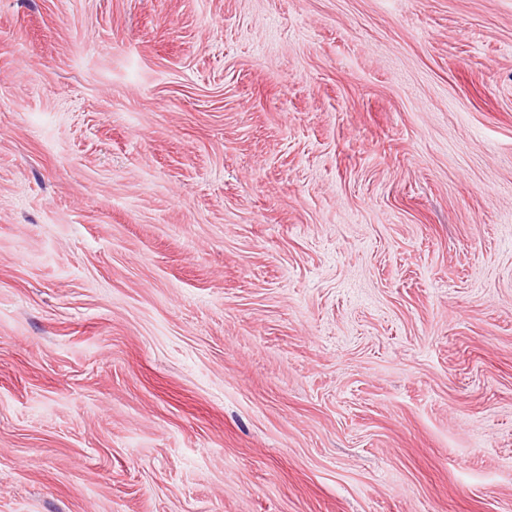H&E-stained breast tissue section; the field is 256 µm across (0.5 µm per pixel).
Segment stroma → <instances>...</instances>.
<instances>
[{"label": "stroma", "instance_id": "stroma-1", "mask_svg": "<svg viewBox=\"0 0 512 512\" xmlns=\"http://www.w3.org/2000/svg\"><path fill=\"white\" fill-rule=\"evenodd\" d=\"M0 512H512V0H0Z\"/></svg>", "mask_w": 512, "mask_h": 512}]
</instances>
